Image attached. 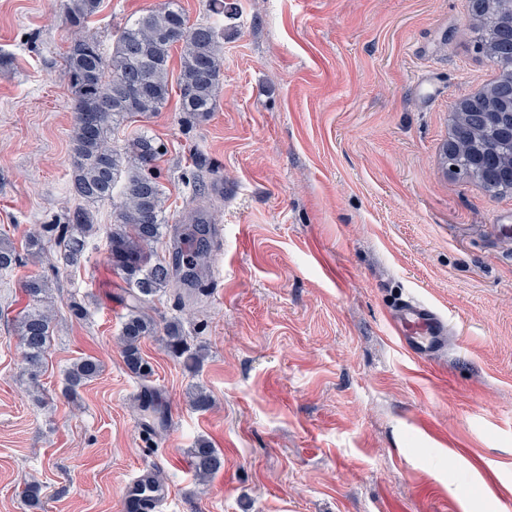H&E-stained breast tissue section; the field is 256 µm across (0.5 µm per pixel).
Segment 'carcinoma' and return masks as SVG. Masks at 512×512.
I'll use <instances>...</instances> for the list:
<instances>
[{"label": "carcinoma", "mask_w": 512, "mask_h": 512, "mask_svg": "<svg viewBox=\"0 0 512 512\" xmlns=\"http://www.w3.org/2000/svg\"><path fill=\"white\" fill-rule=\"evenodd\" d=\"M102 0H62L63 12L76 29L85 26L101 6ZM512 24V0H484L478 13L477 44L498 69L497 85L512 81V51L504 48L501 37ZM224 34L212 24H189L178 0H167L159 9L140 16L121 31L110 55L106 56L97 40L80 34L72 39L65 58V73L73 92L75 113L72 130L71 162L73 191L81 205L71 210L58 234V258L67 265L80 262L85 237L93 224V208L120 198L113 224L107 232V260L129 285L130 303L122 323L120 340L128 370L145 378L151 372L141 352L142 339L157 332L155 320L145 311L146 305L173 284L174 267L164 259L154 258V248L163 237L165 194L152 175L162 154L161 146L145 133H137L120 151L111 142L113 125L136 115L163 109L172 93L170 60L180 51L178 89L180 110L205 114L214 110L222 71ZM97 116L89 124L86 116ZM468 121L477 131L476 140L455 152L456 174L475 179L491 194L507 192L508 186L484 182L471 165L477 148L494 147L504 163L512 162V145L494 127H488L469 112L465 104L454 111L452 128ZM30 256L44 252L38 229L27 234ZM209 248L188 242L182 252L186 272L204 264ZM19 256L12 243L0 240V271L12 268ZM23 289L31 305L17 323L20 344L30 373L37 372L50 346L53 315L49 304L51 287L40 277L27 280ZM162 342L167 352L182 361L189 371L196 370L201 348L186 336L180 321L173 318L163 328ZM101 364L91 356L74 362L65 376L66 392L77 389L99 376ZM194 477L207 481L219 473L224 459L207 439H199L189 450Z\"/></svg>", "instance_id": "carcinoma-1"}]
</instances>
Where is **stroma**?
Wrapping results in <instances>:
<instances>
[{
  "mask_svg": "<svg viewBox=\"0 0 512 512\" xmlns=\"http://www.w3.org/2000/svg\"><path fill=\"white\" fill-rule=\"evenodd\" d=\"M164 0H103L88 24L111 53L128 23ZM179 0L224 31L208 117L160 112L131 129L163 144L153 173L171 257L201 216L211 229L202 290L156 297L204 349L196 372L159 337L152 371L130 373L118 337L128 285L106 259L113 203L97 205L80 263L32 259L76 204L71 182V40L61 0H0V512H118L124 485L167 482L164 512H512V191L489 195L446 167L453 109L498 70L476 49L473 0ZM52 287L51 345L37 379L17 319L23 282ZM414 294L448 318V352L413 363L388 311ZM84 316H75L73 303ZM101 374L68 399L67 368ZM202 387L209 410L191 407ZM154 395L167 424L138 408ZM205 438L224 467L195 480Z\"/></svg>",
  "mask_w": 512,
  "mask_h": 512,
  "instance_id": "stroma-1",
  "label": "stroma"
}]
</instances>
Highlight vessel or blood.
Wrapping results in <instances>:
<instances>
[{
	"label": "vessel or blood",
	"mask_w": 512,
	"mask_h": 512,
	"mask_svg": "<svg viewBox=\"0 0 512 512\" xmlns=\"http://www.w3.org/2000/svg\"><path fill=\"white\" fill-rule=\"evenodd\" d=\"M391 334L410 358L425 362L448 349V321L434 306L413 297L398 299L390 314ZM140 481L125 485L119 501L120 512H157L169 497L167 484L156 483L150 501H142Z\"/></svg>",
	"instance_id": "1"
}]
</instances>
